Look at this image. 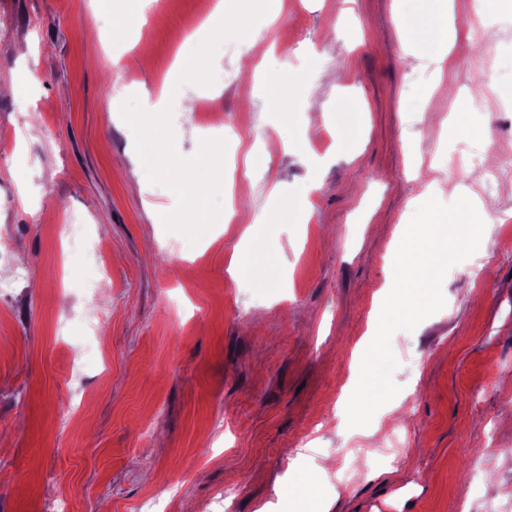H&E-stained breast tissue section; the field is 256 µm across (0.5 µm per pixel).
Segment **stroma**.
<instances>
[{
    "instance_id": "obj_1",
    "label": "stroma",
    "mask_w": 512,
    "mask_h": 512,
    "mask_svg": "<svg viewBox=\"0 0 512 512\" xmlns=\"http://www.w3.org/2000/svg\"><path fill=\"white\" fill-rule=\"evenodd\" d=\"M215 3L154 0L133 25L132 0H0V512H210L227 488L232 512H512V167L486 161L512 157V10L489 0L491 41L450 0L452 41L422 24L428 0H282L251 31L262 52L225 41L215 84L182 88L197 111L172 115L187 156L201 126L241 130L223 171L240 194L192 246L146 209L175 195L127 178L113 103L156 92ZM470 195L488 251L393 334L399 392L349 427L415 210ZM76 221L103 242L92 293Z\"/></svg>"
}]
</instances>
